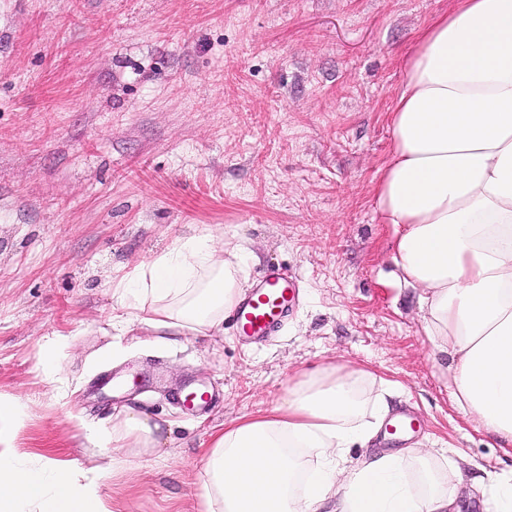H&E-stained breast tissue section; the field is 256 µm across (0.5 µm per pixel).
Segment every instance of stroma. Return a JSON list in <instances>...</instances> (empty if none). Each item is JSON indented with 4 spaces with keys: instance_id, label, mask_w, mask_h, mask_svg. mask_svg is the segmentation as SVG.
Wrapping results in <instances>:
<instances>
[{
    "instance_id": "obj_1",
    "label": "stroma",
    "mask_w": 512,
    "mask_h": 512,
    "mask_svg": "<svg viewBox=\"0 0 512 512\" xmlns=\"http://www.w3.org/2000/svg\"><path fill=\"white\" fill-rule=\"evenodd\" d=\"M455 0H0V393L29 417L16 446L92 466L87 431L133 410L166 428L161 457L106 478L112 512H196L200 444L329 365L390 388L417 441L470 459L461 512L512 445L458 409L418 292L392 274L376 206L390 110L416 33ZM210 229L298 278L261 345L121 324L115 277ZM57 354L58 371L38 365ZM153 374L113 399L115 370ZM214 391L194 417L172 401Z\"/></svg>"
}]
</instances>
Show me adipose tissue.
I'll return each instance as SVG.
<instances>
[{
	"label": "adipose tissue",
	"instance_id": "adipose-tissue-1",
	"mask_svg": "<svg viewBox=\"0 0 512 512\" xmlns=\"http://www.w3.org/2000/svg\"><path fill=\"white\" fill-rule=\"evenodd\" d=\"M390 125L376 200L396 229L398 277L423 291L424 329L453 358L459 409L512 442V0H456L417 32ZM253 258L209 231L179 237L113 294L155 342L217 331ZM370 380L330 367L294 382L285 403L226 422L203 452L198 512H320L331 499L336 512H458L426 449L348 461L390 412ZM26 418L20 400L0 397V512H112L105 478L165 444L159 423L127 411L89 432L96 466L31 464L14 451Z\"/></svg>",
	"mask_w": 512,
	"mask_h": 512
}]
</instances>
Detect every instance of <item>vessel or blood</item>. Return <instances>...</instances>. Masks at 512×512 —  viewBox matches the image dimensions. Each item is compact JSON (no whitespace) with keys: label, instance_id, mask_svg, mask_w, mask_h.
<instances>
[{"label":"vessel or blood","instance_id":"1","mask_svg":"<svg viewBox=\"0 0 512 512\" xmlns=\"http://www.w3.org/2000/svg\"><path fill=\"white\" fill-rule=\"evenodd\" d=\"M295 292L291 274L279 268H268L231 312V321L242 339L260 344L273 336L292 310ZM172 400L195 416L209 408L213 395L209 390L188 386L174 392ZM386 430L391 434L414 435L420 433L421 426L412 415L400 411L388 421Z\"/></svg>","mask_w":512,"mask_h":512}]
</instances>
